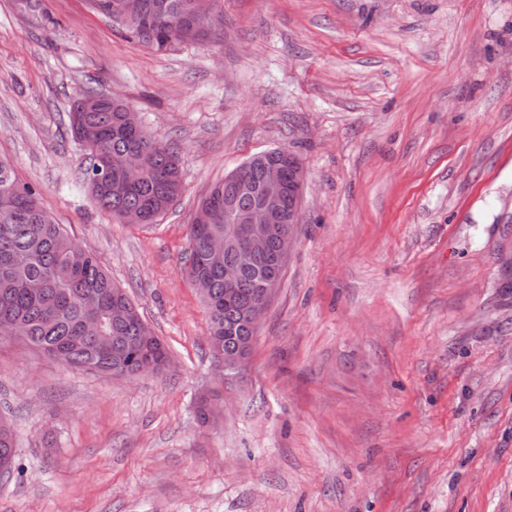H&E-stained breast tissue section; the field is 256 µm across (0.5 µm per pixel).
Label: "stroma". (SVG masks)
I'll return each instance as SVG.
<instances>
[{
	"label": "stroma",
	"mask_w": 512,
	"mask_h": 512,
	"mask_svg": "<svg viewBox=\"0 0 512 512\" xmlns=\"http://www.w3.org/2000/svg\"><path fill=\"white\" fill-rule=\"evenodd\" d=\"M204 41L121 35L90 0H0V157L167 347L133 378L0 340L17 465L0 512H512V0H221ZM179 153L153 224L94 203L86 87ZM288 148L296 245L222 418L185 273L211 186Z\"/></svg>",
	"instance_id": "1"
}]
</instances>
